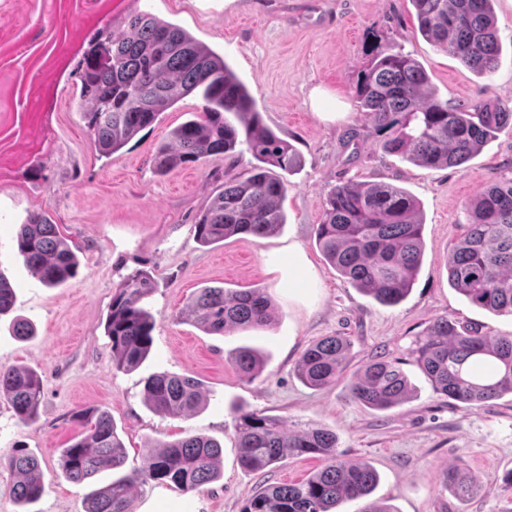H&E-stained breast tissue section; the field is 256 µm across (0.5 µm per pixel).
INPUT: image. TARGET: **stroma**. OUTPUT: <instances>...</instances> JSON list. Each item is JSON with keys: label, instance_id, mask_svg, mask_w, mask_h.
I'll return each instance as SVG.
<instances>
[{"label": "stroma", "instance_id": "stroma-1", "mask_svg": "<svg viewBox=\"0 0 512 512\" xmlns=\"http://www.w3.org/2000/svg\"><path fill=\"white\" fill-rule=\"evenodd\" d=\"M499 62L476 75L417 30L411 0H0V275L14 290L0 315V367H26L42 378L35 421L18 422L0 403V455L24 448L41 461L45 488L23 507L9 495L13 474L0 468V512H85L94 483L59 471L58 451L80 427L76 411H107L126 447L124 472L139 469L152 442L204 435L224 446L223 476L201 492L148 483L130 512H240L267 486L298 483L323 465L294 457L261 472L241 467L234 411L282 417L289 429L317 425L335 431L336 452L368 462L378 473L374 498L397 512H512V396L465 405L436 393L410 356L416 338L445 316L479 325L491 336L512 334V317L471 305L448 284V254L466 219V205L491 181L512 177V126L459 167L428 169L382 151L355 97L367 45L381 36L416 58L436 97L512 107V0H494ZM146 12L188 30L223 56L246 85L264 123L300 156L284 173L286 222L254 241L229 238L204 245L199 215L225 180L246 177L249 153L221 155L158 175L154 157L170 130L195 117L189 96L140 131L116 154L100 155L83 119L76 70L92 35L122 29L126 16ZM384 182L419 202L424 254L410 294L384 306L354 288L326 261L316 243L327 194L344 183ZM51 217L79 264L74 278L47 287L18 251L16 234L31 215ZM300 249L311 283L289 277L291 249ZM155 282L144 305L154 317L153 346L131 371L112 364L106 317L117 285L135 270ZM206 286L261 288L271 297L270 325L210 335L187 315ZM34 334L16 337V321ZM326 336L350 343V362L336 384L303 385L294 366ZM260 350L266 361L252 381L231 366L237 348ZM398 361L415 389L386 411L362 409L347 385L377 359ZM168 373L200 380L204 400L186 417L155 413L144 382ZM464 465L479 493L458 500L444 479Z\"/></svg>", "mask_w": 512, "mask_h": 512}]
</instances>
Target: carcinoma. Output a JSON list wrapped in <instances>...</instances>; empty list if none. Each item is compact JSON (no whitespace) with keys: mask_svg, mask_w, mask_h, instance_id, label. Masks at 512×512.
<instances>
[{"mask_svg":"<svg viewBox=\"0 0 512 512\" xmlns=\"http://www.w3.org/2000/svg\"><path fill=\"white\" fill-rule=\"evenodd\" d=\"M421 36L447 47L464 65L485 75L495 70L499 47L493 0H411ZM355 96L375 130L380 148L425 168L459 167L478 154L497 133L512 124V110L493 103L450 104L428 90L429 77L409 53L388 41L367 49ZM80 98L86 126L100 154L122 149L141 130L189 95L202 101L200 115L174 128L159 146V174L202 162L219 154L235 155L244 145L256 160L249 176L224 181L195 224L203 244L230 237L266 238L285 223L281 200L288 187L278 168L297 163L291 146L256 112L246 86L224 57L187 31L150 14L133 13L122 30H99L78 65ZM448 256V284L471 304L496 315L512 316V179L486 185L466 207V223ZM423 222L418 201L407 190L384 183L337 186L326 198L317 243L327 260L353 286L383 305H397L411 291L423 258ZM18 250L42 281L56 287L73 278L76 254L58 225L34 214L20 225ZM154 289L149 273L136 270L117 287L106 319L112 364L131 370L147 357L155 324L143 300ZM270 297L260 288L206 287L191 298L194 322L206 332L257 329L270 322ZM347 342L325 337L304 350L296 376L322 389L336 383L347 363ZM418 368L434 389L463 403H482L512 395V334L489 336L446 317L436 319L412 351ZM245 380L265 367L255 349L239 350L231 361ZM202 384L192 377L156 374L145 383L150 408L161 415L190 413L201 403ZM350 399L371 411H386L412 393L408 377L394 361L364 366L348 386ZM43 395V381L33 370L0 368V400L18 421L31 422ZM87 428L59 450L58 465L67 479L81 483L105 470H118L125 449L110 415L97 408L75 413ZM235 449L239 464L263 471L287 457L318 456L324 466L307 480L270 485L251 497L241 512H332L345 501L369 497L378 476L368 463L336 455V433L318 426L297 432L261 411L236 410ZM146 465L120 475L89 495L86 512H128L136 484L166 483L197 492L217 478L224 447L193 435L151 444ZM0 466L18 474L8 492L24 504L44 490L38 457L24 448L0 456ZM447 487L461 500L478 489L457 466Z\"/></svg>","mask_w":512,"mask_h":512,"instance_id":"carcinoma-1","label":"carcinoma"}]
</instances>
